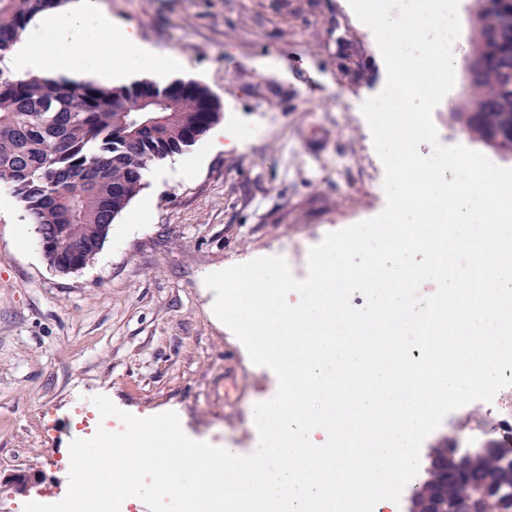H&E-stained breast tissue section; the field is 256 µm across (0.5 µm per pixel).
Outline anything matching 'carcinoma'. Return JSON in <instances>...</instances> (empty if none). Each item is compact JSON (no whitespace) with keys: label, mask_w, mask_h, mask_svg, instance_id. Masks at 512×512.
Instances as JSON below:
<instances>
[{"label":"carcinoma","mask_w":512,"mask_h":512,"mask_svg":"<svg viewBox=\"0 0 512 512\" xmlns=\"http://www.w3.org/2000/svg\"><path fill=\"white\" fill-rule=\"evenodd\" d=\"M65 0H0V50L33 14ZM464 66L465 110L455 119L474 139L512 158V0H476ZM194 81L110 87L0 74V184L35 224L50 265L87 266L112 223L144 188L148 167L193 146L218 122ZM452 469L469 482L431 501V512H512V461L489 447Z\"/></svg>","instance_id":"carcinoma-1"}]
</instances>
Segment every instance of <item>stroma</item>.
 <instances>
[{
	"label": "stroma",
	"instance_id": "1",
	"mask_svg": "<svg viewBox=\"0 0 512 512\" xmlns=\"http://www.w3.org/2000/svg\"><path fill=\"white\" fill-rule=\"evenodd\" d=\"M102 2L144 42L179 55L178 79L206 86L222 115L253 120L259 136L191 177L146 178L129 206L146 209L145 220H115L94 261L69 274L50 267L35 225L0 185L12 202L0 211V479L43 478L25 493L0 489V512L68 488L69 445L100 424L96 395L140 418L175 412L189 438L222 442L226 424L279 383L217 323L206 275L287 252L294 226L335 230L371 191L358 168L336 181L322 173L351 148L338 110L359 111L379 93L365 78L376 40L340 0ZM264 57L300 61L305 76L262 72Z\"/></svg>",
	"mask_w": 512,
	"mask_h": 512
}]
</instances>
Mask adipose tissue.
I'll return each instance as SVG.
<instances>
[{
  "label": "adipose tissue",
  "instance_id": "obj_1",
  "mask_svg": "<svg viewBox=\"0 0 512 512\" xmlns=\"http://www.w3.org/2000/svg\"><path fill=\"white\" fill-rule=\"evenodd\" d=\"M116 31L121 53L113 66L104 68L97 62L101 36ZM81 45L82 56H74L73 45ZM182 65L177 55L144 42L132 27H117L101 0H70L65 7L37 14L23 34L0 56V73L28 76L73 78L91 77L105 83L135 78L141 70H150L158 80L170 78ZM236 122L211 129L198 155L181 160L177 173L190 177L204 158L242 148Z\"/></svg>",
  "mask_w": 512,
  "mask_h": 512
}]
</instances>
